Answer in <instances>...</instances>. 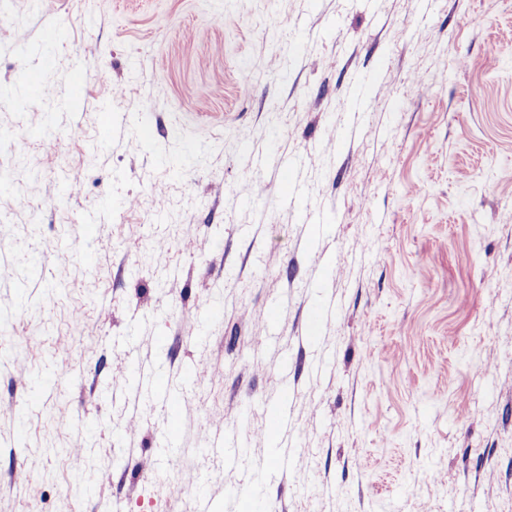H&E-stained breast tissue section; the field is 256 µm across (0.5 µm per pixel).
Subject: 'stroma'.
Instances as JSON below:
<instances>
[{
    "mask_svg": "<svg viewBox=\"0 0 512 512\" xmlns=\"http://www.w3.org/2000/svg\"><path fill=\"white\" fill-rule=\"evenodd\" d=\"M504 42L512 0H0V512H241L246 482L262 512H512V64L487 65ZM268 154L297 163L311 220L249 162ZM160 364L195 368L166 454L169 410L118 384ZM227 429L240 463L206 448ZM77 454L100 464L82 491ZM183 472L199 485L177 496ZM332 305V302L328 303V307L324 306L321 303H316L313 307H311L308 311L306 321H305V333L306 339L309 344L315 345L317 343V332L321 321L324 316L330 314L329 306ZM288 404L287 395L282 396L279 403L272 405L270 409L271 425L270 430L273 439L278 447H285V438L288 430V420L286 418V406Z\"/></svg>",
    "mask_w": 512,
    "mask_h": 512,
    "instance_id": "obj_1",
    "label": "stroma"
}]
</instances>
